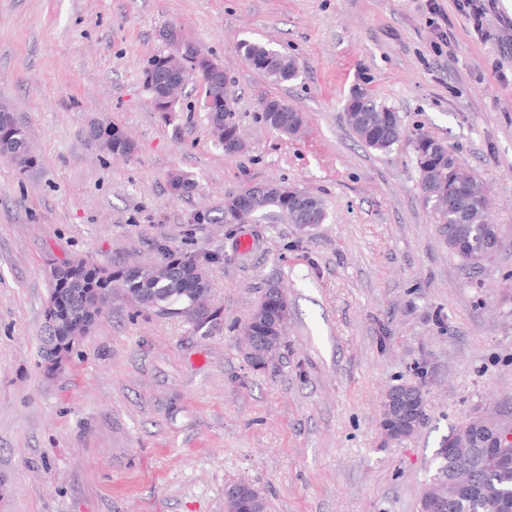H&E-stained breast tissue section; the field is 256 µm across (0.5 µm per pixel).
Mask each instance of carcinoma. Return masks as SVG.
Segmentation results:
<instances>
[{"instance_id":"cac0c4a2","label":"carcinoma","mask_w":512,"mask_h":512,"mask_svg":"<svg viewBox=\"0 0 512 512\" xmlns=\"http://www.w3.org/2000/svg\"><path fill=\"white\" fill-rule=\"evenodd\" d=\"M241 57L252 67L274 82L293 80L299 76L296 60L290 56H277L267 44L242 39L237 43ZM351 113L348 123L358 138L369 148L390 151L403 138H408L419 173L418 185L426 205L438 214L441 224L438 233L448 247V252L459 258L462 264L480 268L477 258L487 240L500 238L499 225L488 217L487 188L473 172L463 167L448 145L429 134L416 130L404 135L399 116L382 104L370 92L359 89L347 101ZM216 109L224 114V151L233 152V142L240 138L238 127L232 123V96L224 89V97L216 103ZM265 123L284 135L295 133L303 119L301 113L287 101L266 97L260 102ZM99 127L112 133V157L129 159L135 150L133 140L124 137L123 128L110 121H102ZM31 155L27 132L21 126L8 105H0V157L18 168L27 165ZM179 196L192 194L198 183L180 173L170 182ZM251 192L261 198L256 209L244 193L229 192L224 196V207L216 213L197 212L192 220L196 224H253L263 220L283 217L291 224H322L326 220L323 201L297 187L284 183H268L252 187ZM67 270L59 285L63 303L80 310L84 294L91 288L105 290L119 285L134 305L143 298H152L158 310L169 314L194 302L197 294L209 295L211 281L209 267H196L187 263H174L165 279L154 275V265L145 264L131 268L107 270L84 259L65 262ZM288 299L283 292L275 297L265 294L254 309L256 321L266 336L282 335V317ZM393 420L389 422L392 438L401 440L415 433L425 421L422 389L415 384L392 387ZM471 417L453 429L437 452L435 472L425 483L422 495L429 487L450 476L454 469V450L459 437L465 435L470 442L473 486L461 488L445 501L437 512H512V464L497 459L493 449L501 446L512 452V442L500 441L495 432L479 428ZM225 512H267L263 494L247 482L231 486L224 501Z\"/></svg>"}]
</instances>
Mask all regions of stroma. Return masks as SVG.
<instances>
[{"mask_svg": "<svg viewBox=\"0 0 512 512\" xmlns=\"http://www.w3.org/2000/svg\"><path fill=\"white\" fill-rule=\"evenodd\" d=\"M439 2L454 35L441 52L426 0H0V103L35 157L24 173L0 159V512H224L240 480L268 512H418L450 429L512 403V0L484 41ZM167 25L223 66L245 152L214 139L200 88L155 109L143 71ZM243 38L299 77L272 82ZM358 88L485 182L502 232L482 269L450 256L410 146L354 138ZM269 96L303 114L298 135L264 123ZM103 120L131 136L130 159L94 144ZM175 171L200 193L173 195ZM268 182L321 197L326 223H191ZM165 247L221 257L203 326L116 301L46 362L50 264L115 270ZM272 283L285 344L256 368L238 328ZM403 383L420 385L425 421L387 442L381 402ZM237 49L245 61L274 82L293 80L299 76L296 60L290 56H275L274 48L269 44L241 39Z\"/></svg>", "mask_w": 512, "mask_h": 512, "instance_id": "1", "label": "stroma"}]
</instances>
